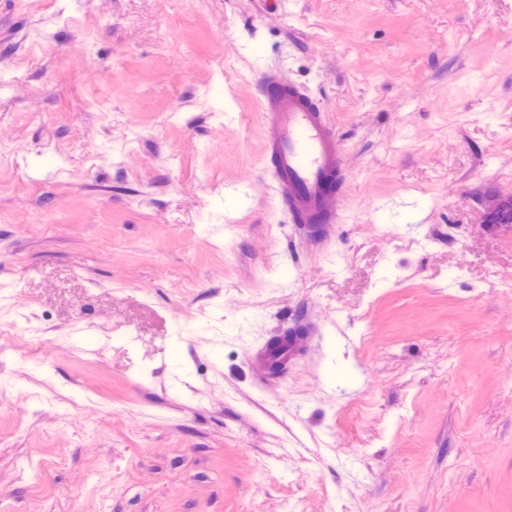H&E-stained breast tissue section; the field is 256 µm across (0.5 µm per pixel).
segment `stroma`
I'll use <instances>...</instances> for the list:
<instances>
[{"label": "stroma", "mask_w": 512, "mask_h": 512, "mask_svg": "<svg viewBox=\"0 0 512 512\" xmlns=\"http://www.w3.org/2000/svg\"><path fill=\"white\" fill-rule=\"evenodd\" d=\"M263 70L337 129L320 236ZM497 195L512 0H0V512H512ZM270 131L265 145L274 191L293 224H337L334 202L348 185L328 112L302 85L276 72L255 83Z\"/></svg>", "instance_id": "obj_1"}]
</instances>
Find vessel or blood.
I'll return each mask as SVG.
<instances>
[{"mask_svg":"<svg viewBox=\"0 0 512 512\" xmlns=\"http://www.w3.org/2000/svg\"><path fill=\"white\" fill-rule=\"evenodd\" d=\"M255 86L270 131L265 152L274 191L291 222L338 223L334 202L348 180L328 112L305 87L278 73H261Z\"/></svg>","mask_w":512,"mask_h":512,"instance_id":"vessel-or-blood-1","label":"vessel or blood"}]
</instances>
